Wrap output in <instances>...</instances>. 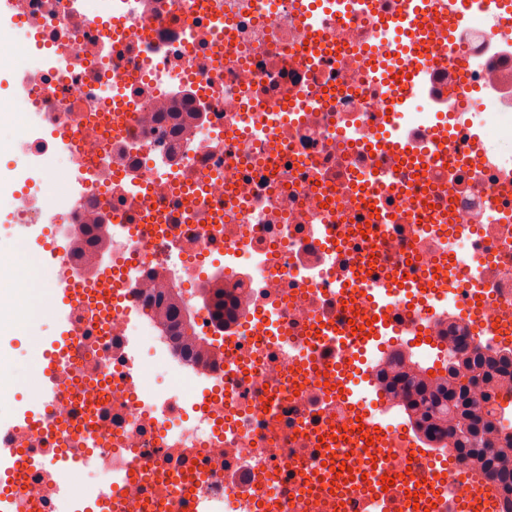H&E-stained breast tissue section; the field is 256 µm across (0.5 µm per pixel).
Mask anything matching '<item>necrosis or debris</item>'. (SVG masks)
Returning <instances> with one entry per match:
<instances>
[{"label":"necrosis or debris","instance_id":"1","mask_svg":"<svg viewBox=\"0 0 512 512\" xmlns=\"http://www.w3.org/2000/svg\"><path fill=\"white\" fill-rule=\"evenodd\" d=\"M403 5L341 17L323 0L0 6V138L38 165L14 187L0 180V217L37 229L54 256L22 288L0 267V322H57L56 289L80 290L50 383L0 360V437L40 462L7 480L14 512H57L62 490L99 512L405 500L418 434L373 397L341 396L339 383L361 384L365 354L344 336L326 356L318 325L335 307L365 324L367 297L344 291L368 271L441 293L392 297L405 329L385 337L386 356L414 340L443 354L456 336L512 347V20L476 9L456 32L431 27L430 53L456 49L403 112L382 77L405 67L408 39L380 27ZM439 149L447 164L433 163ZM95 224L111 232L107 265L87 273L73 244ZM219 281L233 306L225 342L195 358L148 298L166 286L189 306ZM21 384L39 395L36 424L15 411ZM367 436L368 449L350 447Z\"/></svg>","mask_w":512,"mask_h":512}]
</instances>
